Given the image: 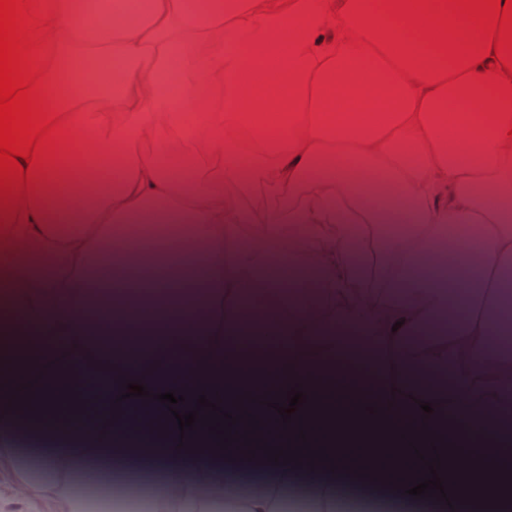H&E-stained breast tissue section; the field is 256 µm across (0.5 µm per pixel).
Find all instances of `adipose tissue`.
<instances>
[{
    "label": "adipose tissue",
    "mask_w": 512,
    "mask_h": 512,
    "mask_svg": "<svg viewBox=\"0 0 512 512\" xmlns=\"http://www.w3.org/2000/svg\"><path fill=\"white\" fill-rule=\"evenodd\" d=\"M37 2L43 91L83 146L0 218V383L35 391L0 419V512H96L152 483L148 512H286L292 491L365 512L353 475L244 458L168 412L160 443L110 428L74 382L89 360L116 413L128 380L181 412L299 383L506 462L512 347L472 340L512 335V100L369 0ZM202 160L219 179L194 184ZM261 327L274 348L237 349ZM339 330L349 346L315 350ZM423 345L454 400L410 370Z\"/></svg>",
    "instance_id": "1"
}]
</instances>
